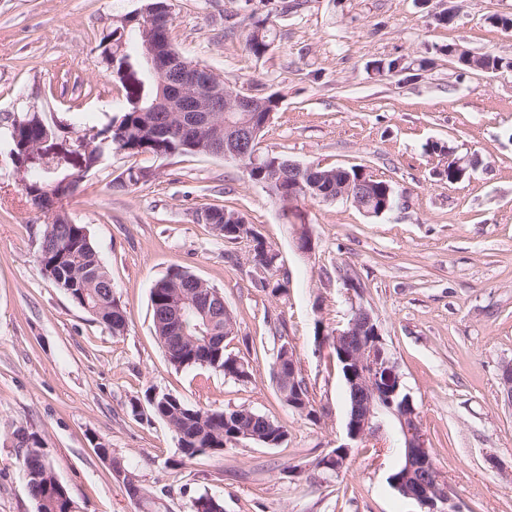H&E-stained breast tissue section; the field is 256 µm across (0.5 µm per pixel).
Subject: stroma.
<instances>
[{
    "instance_id": "obj_1",
    "label": "stroma",
    "mask_w": 512,
    "mask_h": 512,
    "mask_svg": "<svg viewBox=\"0 0 512 512\" xmlns=\"http://www.w3.org/2000/svg\"><path fill=\"white\" fill-rule=\"evenodd\" d=\"M170 39L225 84L280 99L261 152L326 167L363 166L390 182L395 207L369 216L339 200L281 205L233 161L148 157L151 181L117 193L132 160L115 152L84 179L66 211L87 225L126 310L115 336L42 275L46 213L25 200L9 128L36 108L75 129L119 115L125 92L97 49L103 31L145 0H0V430L21 423L44 440L74 512H136L95 441L108 443L170 512H192L203 492L224 512H420L387 478L400 461L396 422L352 454L340 473L318 460L346 439L345 382L320 332L345 322L342 275L362 285L419 412L431 454L461 512H512V409L498 372L512 360V68L465 71L444 51L512 60V0H169ZM270 17L272 44L245 48ZM395 57L401 72L374 65ZM440 152H430V144ZM478 155L469 177L448 181L449 157ZM219 206L245 216L278 253L287 295L254 287L246 243L201 221ZM309 225L304 254L295 227ZM218 288L235 320L227 350L248 361L240 382L208 368H174L154 334L150 291L173 266ZM289 342L318 421L285 405L271 373ZM194 406L250 407L281 425L276 447L241 442L182 462L172 429L147 389ZM0 512H37L9 442L0 438ZM268 22V17L255 21L246 37L245 47L253 55L265 54L271 45V29Z\"/></svg>"
}]
</instances>
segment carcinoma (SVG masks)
<instances>
[{"label": "carcinoma", "instance_id": "carcinoma-1", "mask_svg": "<svg viewBox=\"0 0 512 512\" xmlns=\"http://www.w3.org/2000/svg\"><path fill=\"white\" fill-rule=\"evenodd\" d=\"M271 45V29L268 19L257 20L245 40L246 49L255 56L263 55ZM143 33L141 20L133 14L124 20L115 21L103 32L97 48L102 61L110 70L112 78L122 84L126 91V105L122 114L113 117L102 126H93L76 138L82 152L85 167L61 168L32 165L27 171L30 184L26 202L33 208L51 211V221L45 225L37 262L45 279L62 289L73 302L85 309L96 321L108 328L112 335L121 336L127 327L126 311L112 291V277L95 248L86 225L71 221L64 211V203L74 197L88 173L98 168L107 153L123 152L137 159L143 156L168 157L182 154L206 153L205 140L217 134L224 135V125L213 126L200 132V138L185 135V125L180 117L167 112H153L152 103L160 92L159 77L144 70L142 58ZM467 69H498L512 63L493 55L479 58L468 54L458 57ZM70 128L67 120L47 119L40 113L27 112L12 124L9 131L11 152L23 154L29 143L39 139L55 142ZM277 155H258V162L247 161L251 169L248 178L260 184H268L270 195L286 205L292 202L288 195V180L275 178L269 158ZM140 173L146 168L133 165L127 169L125 178H116L111 188L122 192L139 184L133 171ZM225 209L209 208L208 218L222 225L219 236L226 242L249 244L248 256L254 267L262 269L255 286L279 296L288 291V277L276 274L275 254L260 234L244 237L238 233L237 225L224 222ZM214 289L207 281L194 276L183 268L173 267L155 282L150 294L155 335L164 349L167 361L175 368L205 367L221 371L238 381L251 379L249 368L233 367L235 356L220 351H204L201 342L209 330L224 333V326L234 321L232 314L222 315L213 327H208L199 315L187 313L184 328H174L168 322L172 302L189 299L198 292ZM145 400L155 417L167 423L178 437L179 447L190 461L207 451L220 452L224 447L240 442L239 431L250 425L262 432L272 443L284 435L283 427L275 422L258 420L251 423L250 417L259 412L240 407L234 410L211 409L187 404L171 393L146 391ZM6 438L12 442L22 465L27 489L37 504V512H72L67 489L58 481L51 460L43 451L42 437L21 423L10 426ZM112 477L126 485L128 477L135 478L138 498L137 512H168L160 498L147 491L136 474L125 464L123 458L109 452ZM193 512H224V500L207 492L193 500Z\"/></svg>", "mask_w": 512, "mask_h": 512}]
</instances>
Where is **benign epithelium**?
I'll return each mask as SVG.
<instances>
[{"label":"benign epithelium","instance_id":"obj_1","mask_svg":"<svg viewBox=\"0 0 512 512\" xmlns=\"http://www.w3.org/2000/svg\"><path fill=\"white\" fill-rule=\"evenodd\" d=\"M147 31L143 56L149 71L162 75L176 66L179 72L178 77L161 84L160 94L153 103L152 111L191 112L192 128L196 130L209 125L218 113L226 108L240 113L238 123L226 125L224 140H211L208 149L227 160L245 159V144L259 134V128L255 127L260 111L259 102L222 85L210 84L204 89L198 87L199 77L204 68L193 63H181L171 56L160 53L159 45L165 37L162 27L149 23ZM50 153L74 166L80 165L82 161L81 150L72 146L65 149L58 145L50 149ZM47 159L42 145L37 144L30 149L15 168L18 185L23 187L27 183L24 178L27 165ZM285 168L288 169V184L291 185L290 195L300 200L316 197L317 180L320 178L318 169L322 168V165L290 161ZM375 180V176L365 171L361 172V178L355 182L345 178L336 186V196L332 197V200L349 201L361 212L371 215L373 211L368 209V200ZM296 242L301 252H313L314 239L309 226L303 225L297 229ZM344 284L348 289L350 315L346 323L338 324L328 333L322 334L319 345L323 349L331 348L338 351L346 364L350 394L346 442L339 445V453L328 455L325 462H330L339 454L346 459L349 458L351 448L380 436L386 420L393 416L401 426L406 468V476L397 483L396 488L406 497L414 499L426 512H459L452 498L444 491L438 492L431 483L436 467L419 413L409 395L401 392V376L397 362L386 347L373 313L356 300V296L360 295L358 283L347 277ZM290 362L291 365L285 367L283 360H278L273 365V374L283 391L293 392V405L305 413V397L300 389H291L299 363L294 357L290 358ZM498 381L502 401L512 408L511 361L501 364Z\"/></svg>","mask_w":512,"mask_h":512}]
</instances>
